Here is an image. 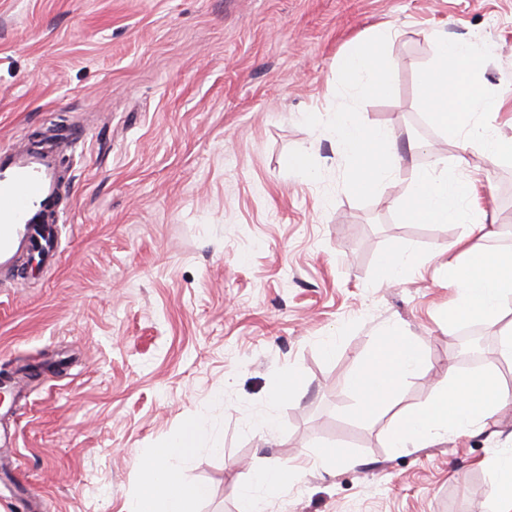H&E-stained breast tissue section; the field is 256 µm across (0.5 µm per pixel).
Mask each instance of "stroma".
Instances as JSON below:
<instances>
[{"label": "stroma", "instance_id": "1", "mask_svg": "<svg viewBox=\"0 0 512 512\" xmlns=\"http://www.w3.org/2000/svg\"><path fill=\"white\" fill-rule=\"evenodd\" d=\"M385 24L387 92L344 96L337 59ZM439 32L493 47L481 82L512 99V0H0V148L86 133L66 156L58 265L0 273V377L19 382L0 403V477L22 481L0 512H127L142 463L196 419L183 477L209 495L191 512H237L275 464L297 472L266 512H492L512 406L471 436L388 442L401 413L466 372L465 337L512 388L499 356L512 312L441 320L448 251L472 224L412 223L392 204L442 154L475 182L484 245L512 250V164L461 150L420 100ZM343 108L433 149L384 192L352 191L331 131ZM391 252L411 262L385 283ZM393 326L424 366L358 418L348 377ZM292 370L301 386L273 401ZM268 413L279 425L264 433ZM322 446L345 455L322 466Z\"/></svg>", "mask_w": 512, "mask_h": 512}]
</instances>
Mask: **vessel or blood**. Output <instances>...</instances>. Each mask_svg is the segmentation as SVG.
<instances>
[{"label":"vessel or blood","instance_id":"b4317fda","mask_svg":"<svg viewBox=\"0 0 512 512\" xmlns=\"http://www.w3.org/2000/svg\"><path fill=\"white\" fill-rule=\"evenodd\" d=\"M80 132L52 148L17 145L0 150V268L15 265L22 253L58 260L56 223L65 211L66 189L60 159Z\"/></svg>","mask_w":512,"mask_h":512}]
</instances>
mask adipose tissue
Returning a JSON list of instances; mask_svg holds the SVG:
<instances>
[{
    "label": "adipose tissue",
    "mask_w": 512,
    "mask_h": 512,
    "mask_svg": "<svg viewBox=\"0 0 512 512\" xmlns=\"http://www.w3.org/2000/svg\"><path fill=\"white\" fill-rule=\"evenodd\" d=\"M391 36V28L376 29L338 59L348 93L385 91L388 73L380 48ZM419 93L432 122L456 138L462 149L479 150L495 165L512 162V138L502 136L490 122L506 100L484 92L471 42L437 36L434 59L419 75ZM332 132L349 161V185L365 191L384 190L401 161L392 131L381 126L363 129L350 113L340 112ZM471 194L470 182L449 176L448 161L441 157L430 169L415 171L410 187L394 205L408 221L456 224L467 220ZM447 271L458 292L445 315L448 326L494 322L503 316L512 299L511 250L490 251L466 237L459 241L456 255L449 258ZM423 363L415 337L397 328L387 330L348 380L358 398L359 415L369 419L378 414ZM511 405L512 390L503 387L493 372L449 375L428 402L400 418L389 434V446L402 452L449 432L470 433ZM200 435L196 424H187L179 438L145 461L144 481L129 512H190L192 501L207 497V486L185 484L180 470L194 456ZM291 476V469L285 467L259 470L253 486L242 489L237 512H261L258 492L276 494Z\"/></svg>",
    "instance_id": "adipose-tissue-1"
}]
</instances>
